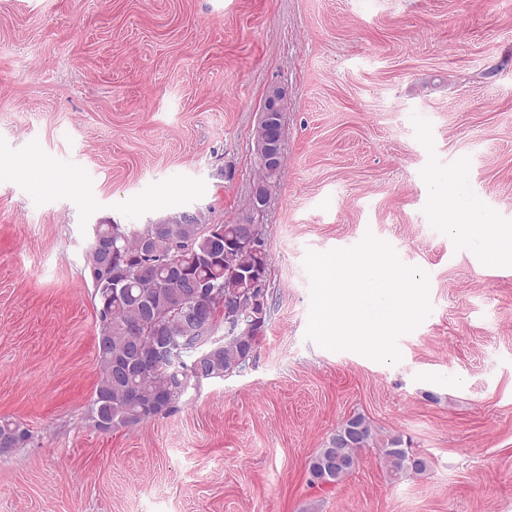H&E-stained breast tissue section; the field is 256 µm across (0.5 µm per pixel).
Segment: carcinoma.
Wrapping results in <instances>:
<instances>
[{"label":"carcinoma","instance_id":"1","mask_svg":"<svg viewBox=\"0 0 512 512\" xmlns=\"http://www.w3.org/2000/svg\"><path fill=\"white\" fill-rule=\"evenodd\" d=\"M258 180L272 192L280 187L281 173L257 162ZM241 213L234 224H215L223 232L222 251H216V235L200 211L190 222L171 216L168 223L145 224L129 229L106 225L116 233L115 262L98 270L100 257L86 254L99 332L97 359L100 374L87 414L93 426L109 432L134 428L172 412L189 387L224 377L246 366L263 336L271 312L270 299L245 306L242 296L250 277L268 275L270 256L263 231L248 237ZM197 288L203 299L204 326L193 336H180L182 311L192 301L188 292ZM254 323L249 336L219 334L225 315ZM185 341L187 352L163 362L152 360L163 340ZM31 434L22 423L0 421V448H23ZM369 448L392 480L422 475L428 460L413 450L399 434L383 435L362 414L340 423L325 447L310 459L309 481L332 486L343 481Z\"/></svg>","mask_w":512,"mask_h":512}]
</instances>
